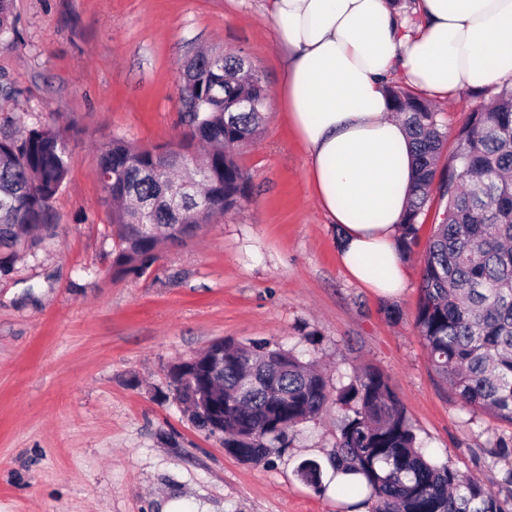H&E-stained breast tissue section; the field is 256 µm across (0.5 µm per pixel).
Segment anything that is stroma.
<instances>
[{
	"instance_id": "obj_1",
	"label": "stroma",
	"mask_w": 512,
	"mask_h": 512,
	"mask_svg": "<svg viewBox=\"0 0 512 512\" xmlns=\"http://www.w3.org/2000/svg\"><path fill=\"white\" fill-rule=\"evenodd\" d=\"M268 0H12L0 36V125L59 129L68 175L55 231L0 274V512H350L295 473L326 462L340 411L302 423L247 464L193 423L171 366L218 341L267 342L323 369L327 387L382 372L421 447L487 486L512 456L488 450L512 425L472 412L434 374L414 327L432 198L405 257L402 293L364 288L338 260L339 228L311 194L307 155L278 106L284 54ZM202 49L246 56L267 89L256 137L237 148L251 178L241 209L142 274L119 275L95 151L113 137L176 146L180 68ZM477 100H434L453 154ZM401 317L389 319L388 306Z\"/></svg>"
}]
</instances>
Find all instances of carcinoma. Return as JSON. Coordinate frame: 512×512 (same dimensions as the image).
<instances>
[{
  "label": "carcinoma",
  "instance_id": "obj_1",
  "mask_svg": "<svg viewBox=\"0 0 512 512\" xmlns=\"http://www.w3.org/2000/svg\"><path fill=\"white\" fill-rule=\"evenodd\" d=\"M391 110L408 131L414 193L398 243L408 256L418 219L439 191L445 206L428 241L414 326L438 380L461 402L512 425V87L482 104L457 136L448 166L437 161L446 138L438 113L412 91L387 86ZM267 93L241 55L199 53L186 66L184 119L189 132L162 158L114 138L98 149L109 179L117 271L139 274L161 244L193 237L216 214L241 206L250 177L234 148L263 122ZM67 148L53 126L20 137L0 126V272L18 247H35L53 230L51 202L67 177ZM224 401L216 420L202 404ZM342 412L330 454L335 472L361 477L338 492L361 498L370 512H506L496 492L419 448L403 404L378 370L356 374L330 396L322 372L268 343L224 342V374L212 384L194 375L181 404L201 428L224 433L238 460L259 464L287 430L322 414ZM301 481L324 491L319 462L305 460Z\"/></svg>",
  "mask_w": 512,
  "mask_h": 512
}]
</instances>
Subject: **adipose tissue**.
Returning a JSON list of instances; mask_svg holds the SVG:
<instances>
[{
  "label": "adipose tissue",
  "instance_id": "adipose-tissue-1",
  "mask_svg": "<svg viewBox=\"0 0 512 512\" xmlns=\"http://www.w3.org/2000/svg\"><path fill=\"white\" fill-rule=\"evenodd\" d=\"M411 27L392 0H272L285 52L279 104L309 157L313 192L341 231V261L384 296L405 281L399 226L415 174L390 112L394 73L428 98L512 83V0H417Z\"/></svg>",
  "mask_w": 512,
  "mask_h": 512
}]
</instances>
